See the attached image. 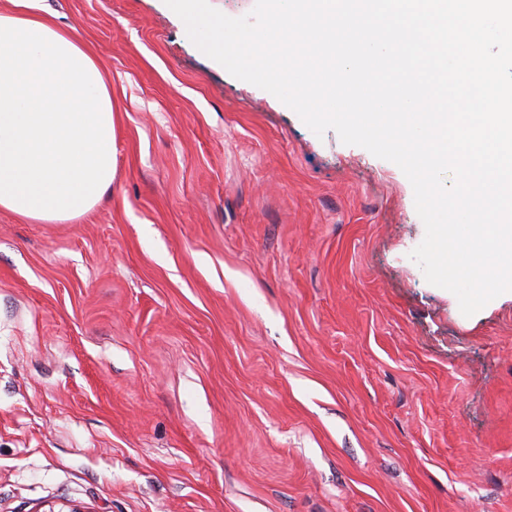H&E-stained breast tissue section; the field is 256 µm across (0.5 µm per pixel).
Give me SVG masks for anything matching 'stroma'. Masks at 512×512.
Listing matches in <instances>:
<instances>
[{
    "label": "stroma",
    "mask_w": 512,
    "mask_h": 512,
    "mask_svg": "<svg viewBox=\"0 0 512 512\" xmlns=\"http://www.w3.org/2000/svg\"><path fill=\"white\" fill-rule=\"evenodd\" d=\"M34 6L108 79L114 178L0 210V512H512V301L426 281L401 169L161 0Z\"/></svg>",
    "instance_id": "1"
}]
</instances>
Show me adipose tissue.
<instances>
[{"label": "adipose tissue", "mask_w": 512, "mask_h": 512, "mask_svg": "<svg viewBox=\"0 0 512 512\" xmlns=\"http://www.w3.org/2000/svg\"><path fill=\"white\" fill-rule=\"evenodd\" d=\"M10 3L0 11V209L63 224L112 185V94L82 41L33 0Z\"/></svg>", "instance_id": "obj_1"}]
</instances>
